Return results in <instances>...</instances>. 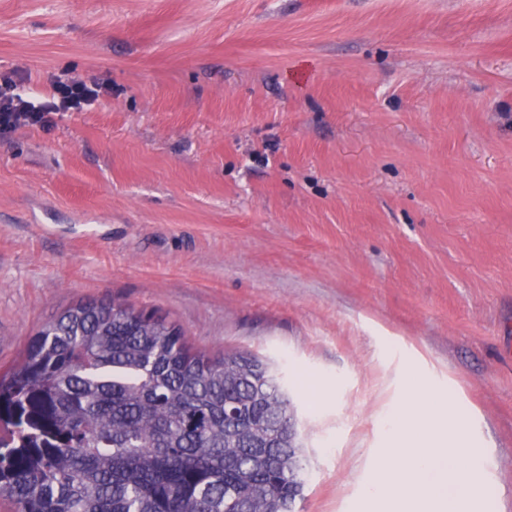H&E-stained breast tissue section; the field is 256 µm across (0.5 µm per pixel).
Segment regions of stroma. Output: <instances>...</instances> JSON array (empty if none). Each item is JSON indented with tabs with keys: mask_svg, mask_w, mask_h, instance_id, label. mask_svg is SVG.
Wrapping results in <instances>:
<instances>
[{
	"mask_svg": "<svg viewBox=\"0 0 512 512\" xmlns=\"http://www.w3.org/2000/svg\"><path fill=\"white\" fill-rule=\"evenodd\" d=\"M111 84L0 137V370L80 300L272 361L301 512H351L406 372L512 512V0H0V76Z\"/></svg>",
	"mask_w": 512,
	"mask_h": 512,
	"instance_id": "stroma-1",
	"label": "stroma"
}]
</instances>
